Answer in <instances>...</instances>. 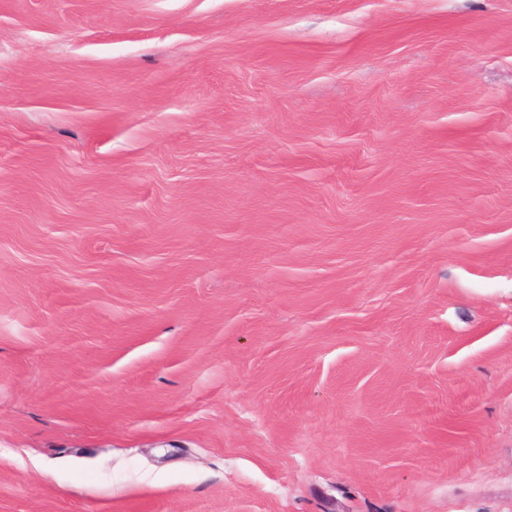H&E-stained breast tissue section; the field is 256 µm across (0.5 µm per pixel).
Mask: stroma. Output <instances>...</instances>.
I'll list each match as a JSON object with an SVG mask.
<instances>
[{
  "mask_svg": "<svg viewBox=\"0 0 512 512\" xmlns=\"http://www.w3.org/2000/svg\"><path fill=\"white\" fill-rule=\"evenodd\" d=\"M0 512H512V0H0Z\"/></svg>",
  "mask_w": 512,
  "mask_h": 512,
  "instance_id": "1",
  "label": "stroma"
}]
</instances>
